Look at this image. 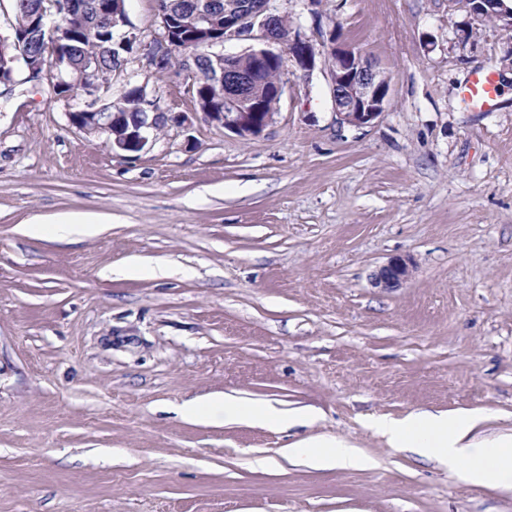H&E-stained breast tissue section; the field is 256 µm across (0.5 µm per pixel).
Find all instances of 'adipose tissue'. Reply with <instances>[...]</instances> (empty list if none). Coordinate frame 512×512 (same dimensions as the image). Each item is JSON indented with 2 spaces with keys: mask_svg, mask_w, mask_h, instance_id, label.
Returning <instances> with one entry per match:
<instances>
[{
  "mask_svg": "<svg viewBox=\"0 0 512 512\" xmlns=\"http://www.w3.org/2000/svg\"><path fill=\"white\" fill-rule=\"evenodd\" d=\"M183 411L189 417H208L223 422L252 419L271 428H285L314 419L307 411L281 410L229 395L187 403ZM478 422V416L469 412L414 413L401 421L379 419L373 421L371 427L396 447L446 461L449 470L461 473L468 482L492 481L501 487L512 488V436L496 440L475 439L472 432ZM288 454L318 468H347L358 461L354 448L324 437L303 440L290 448Z\"/></svg>",
  "mask_w": 512,
  "mask_h": 512,
  "instance_id": "ef3b65f1",
  "label": "adipose tissue"
}]
</instances>
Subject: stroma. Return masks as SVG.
Instances as JSON below:
<instances>
[{"mask_svg":"<svg viewBox=\"0 0 512 512\" xmlns=\"http://www.w3.org/2000/svg\"><path fill=\"white\" fill-rule=\"evenodd\" d=\"M313 43L337 32L390 77L372 125L339 126L327 65L287 63L272 122L205 120L179 65L155 72L156 0L110 98L145 86L181 113L125 159L67 114L77 92L0 95V512H512L391 446L370 419L472 411L512 435V29L448 0H271ZM492 68L493 112L459 88ZM101 223L60 240L32 219ZM400 288L372 287L390 257ZM164 276H124L129 261ZM230 395L312 426L183 418ZM348 442L355 468L285 457ZM412 268L409 258L392 257L373 274L372 284L383 290L399 288L411 277Z\"/></svg>","mask_w":512,"mask_h":512,"instance_id":"35a3bbf8","label":"stroma"}]
</instances>
